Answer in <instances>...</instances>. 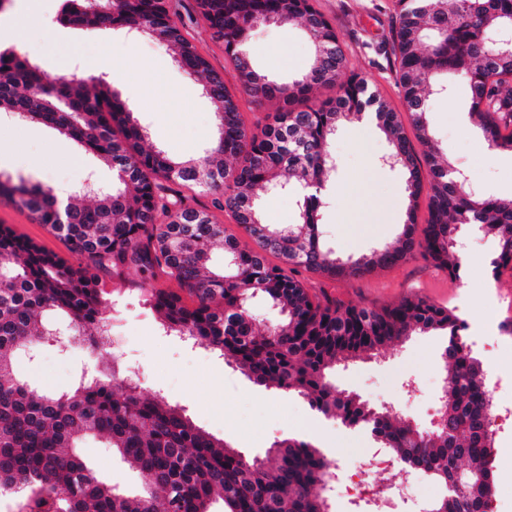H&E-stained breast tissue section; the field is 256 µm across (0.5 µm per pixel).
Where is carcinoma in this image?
<instances>
[{"label":"carcinoma","mask_w":512,"mask_h":512,"mask_svg":"<svg viewBox=\"0 0 512 512\" xmlns=\"http://www.w3.org/2000/svg\"><path fill=\"white\" fill-rule=\"evenodd\" d=\"M213 39L235 65L256 105L282 101L260 130L246 128L224 75L212 69L182 34L166 0H66L60 21L92 30H135L171 47L187 73L203 82L217 105V134L205 155L174 161L145 148V133L112 86L94 74L65 73L53 82L14 51L0 52V112L38 122L77 142L116 178L99 188L92 206L63 203L50 188L21 181L0 196L29 212L80 255L75 267L26 239L0 231V494H15L10 512L30 502L53 512H326L321 489L329 481L326 456L313 441L288 436L251 456L196 426L163 396L142 393L129 375L82 380L53 394L18 372L22 356L55 328L91 352L105 353L102 337L113 299L99 273L133 270L141 283L173 279L193 299L163 288L143 293L164 329L219 353L252 383L306 400L312 411L350 430H363L406 472H422L444 494L426 512H485L491 487L448 489L457 461L492 472V408L481 388L485 375L464 339L466 323L448 308L410 297L379 310L342 307L312 297L294 272L358 277L376 267L421 257L460 277L457 249L465 225L493 235L499 254L492 273L512 265V198L464 192L462 178L433 140L428 96L460 80L469 89V114L488 146L512 153V48L488 49L493 35L512 34V0H395L390 39L375 52L395 71L414 136L367 80L348 71L335 25L314 0H198ZM271 20H299L313 44L302 76L278 84L259 73L247 47L249 33ZM318 86L332 97L305 108ZM374 110L389 149L387 166L406 175L410 201L423 176L432 183L422 237L408 214L399 245L343 260L321 242L322 191L336 171L330 140L344 121ZM192 185L211 205L232 214L257 247L224 234L208 209L183 195ZM297 189V222L267 224L255 189ZM219 241L224 261L209 267ZM273 254L289 266L269 263ZM260 297L281 320L256 329L250 308ZM448 337L442 353L453 389L440 407L442 426L426 435L412 424L372 408L331 380L337 363L375 356L416 334ZM107 440L113 453L142 476L130 493L100 477L77 453L86 437Z\"/></svg>","instance_id":"cac0c4a2"}]
</instances>
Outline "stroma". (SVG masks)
<instances>
[{"mask_svg": "<svg viewBox=\"0 0 512 512\" xmlns=\"http://www.w3.org/2000/svg\"><path fill=\"white\" fill-rule=\"evenodd\" d=\"M62 0H10L9 15L0 23V47L15 50L38 63L45 81L72 72L94 70L111 83L148 133L149 144L171 157L202 156L213 141L215 107L199 81L181 68L172 51L158 41L124 32L74 29L59 21ZM184 36L210 66L223 74L247 128L271 121L277 101L257 106L245 92L239 72L224 55V46L210 36L197 0H167ZM340 34L351 70L362 73L397 113H404L402 89L386 62L372 50L390 35L392 0H315ZM248 46L256 68L280 83L300 76L308 67L312 45L301 22L263 25L251 31ZM429 126L435 140L464 172L466 188L512 196V155L489 148L468 116L464 87L429 101ZM388 145L379 129L355 123L341 126L331 142L336 159V182L320 210L324 244L341 257H358L396 242L407 212L417 227L428 218L430 185L409 201L406 178L383 166ZM96 178L111 184L112 171L57 132L34 123L0 116V180L24 179L43 187L77 191ZM0 226L10 229L73 265L82 259L65 240L30 214L0 197ZM498 253L495 238L477 233L465 247L460 278L430 266L420 258L375 268L359 278H334L299 271L310 294L329 297L342 305L380 308L408 296H419L467 320L473 326L471 351L493 380L502 398L512 399V349L491 348L484 330L512 318V270H504L491 289L482 281ZM446 337L424 334L389 346L385 357L359 359L337 380L374 406L392 407L418 427H430L444 383L441 354ZM107 367L120 373L137 372L145 393L161 392L184 408L195 424L230 445L253 455L263 454L284 437L308 436L335 459L338 477L329 485L331 512H366L344 492L340 479L357 464L358 454L388 458L389 452L363 431H352L315 415L297 396H283L252 384L223 356L204 347L165 335L149 305L131 300L111 322ZM92 362L86 349L71 343L67 353L44 346L20 371L31 383L52 393L68 390ZM495 469L491 500L499 512H512V425L495 438ZM85 460L105 479L128 491L142 478L100 440L87 439ZM405 497L397 512H425L442 489L421 473L391 467L385 473Z\"/></svg>", "mask_w": 512, "mask_h": 512, "instance_id": "obj_1", "label": "stroma"}]
</instances>
